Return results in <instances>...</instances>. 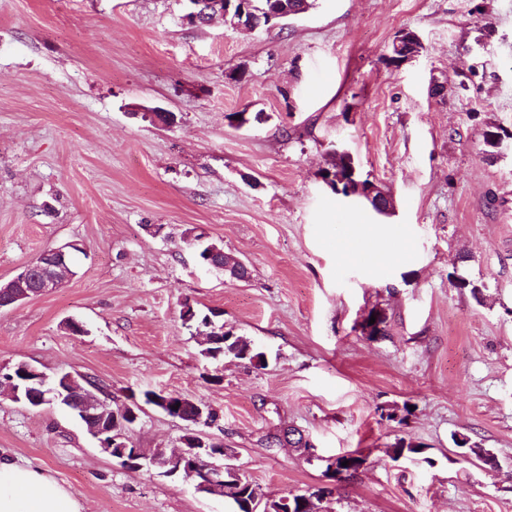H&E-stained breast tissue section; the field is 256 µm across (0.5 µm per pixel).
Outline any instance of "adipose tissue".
<instances>
[{
    "mask_svg": "<svg viewBox=\"0 0 512 512\" xmlns=\"http://www.w3.org/2000/svg\"><path fill=\"white\" fill-rule=\"evenodd\" d=\"M349 258L387 257L397 242L374 225L350 224L344 230ZM0 512H85L83 504L42 469L0 459Z\"/></svg>",
    "mask_w": 512,
    "mask_h": 512,
    "instance_id": "obj_1",
    "label": "adipose tissue"
}]
</instances>
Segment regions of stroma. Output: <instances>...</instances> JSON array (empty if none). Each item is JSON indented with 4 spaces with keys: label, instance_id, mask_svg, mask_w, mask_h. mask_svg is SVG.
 <instances>
[{
    "label": "stroma",
    "instance_id": "stroma-1",
    "mask_svg": "<svg viewBox=\"0 0 512 512\" xmlns=\"http://www.w3.org/2000/svg\"><path fill=\"white\" fill-rule=\"evenodd\" d=\"M186 12L0 0V283L44 250L82 248L59 288L0 310V370L87 375L114 407L145 389L205 402L222 418L202 438L270 499L324 485L325 458L358 449L367 465L331 512H512V140L493 160L479 137L489 118L512 129V0H316L254 31ZM404 28L424 49L394 68L382 58ZM434 77L466 87L434 97ZM241 110L263 119L235 128ZM337 150L388 189L390 215L323 184ZM348 224L399 233L405 261L345 260ZM198 235L248 279L201 266ZM187 300L219 311L265 367L202 357ZM376 306L389 333L369 339L358 324ZM403 404L406 424L382 418ZM288 426L316 461L267 447ZM190 430L149 408L129 445L149 455ZM457 436L498 468L459 457ZM401 437L424 460L392 461ZM2 456L40 465L87 512H231L122 467L54 405L0 396Z\"/></svg>",
    "mask_w": 512,
    "mask_h": 512
}]
</instances>
